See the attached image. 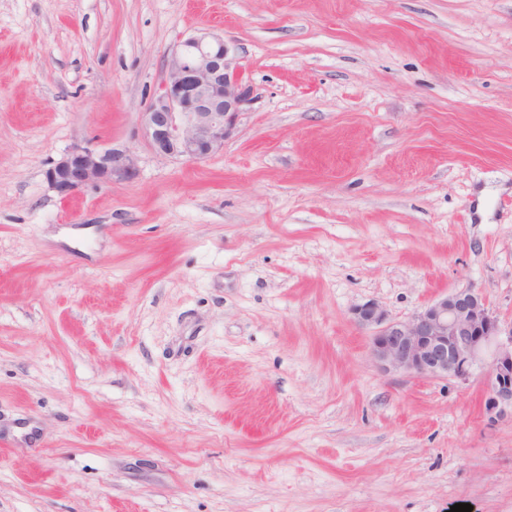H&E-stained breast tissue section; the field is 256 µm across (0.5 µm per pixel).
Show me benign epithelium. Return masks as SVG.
<instances>
[{
  "label": "benign epithelium",
  "instance_id": "7a95c632",
  "mask_svg": "<svg viewBox=\"0 0 512 512\" xmlns=\"http://www.w3.org/2000/svg\"><path fill=\"white\" fill-rule=\"evenodd\" d=\"M253 99L236 47L217 35L189 37L173 50L159 91L142 113L151 150L200 161L224 149ZM139 173L129 149L72 147L46 171L67 197L89 184L130 182ZM352 321L371 331L370 355L385 372L465 382L483 353L492 360L482 378L488 416L512 413V321L504 323L474 289L446 292L407 321L376 301L355 306Z\"/></svg>",
  "mask_w": 512,
  "mask_h": 512
}]
</instances>
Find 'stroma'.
Returning a JSON list of instances; mask_svg holds the SVG:
<instances>
[{"instance_id":"35a3bbf8","label":"stroma","mask_w":512,"mask_h":512,"mask_svg":"<svg viewBox=\"0 0 512 512\" xmlns=\"http://www.w3.org/2000/svg\"><path fill=\"white\" fill-rule=\"evenodd\" d=\"M235 43L223 151L141 117ZM130 182L61 197L75 145ZM512 320V0H0V512H512V419L382 371L355 305ZM238 60L236 47L217 35L189 37L173 50L142 114L156 155L200 161L224 149L253 99ZM138 173V157L129 149L75 145L46 171V179L67 197L89 184L133 181Z\"/></svg>"}]
</instances>
